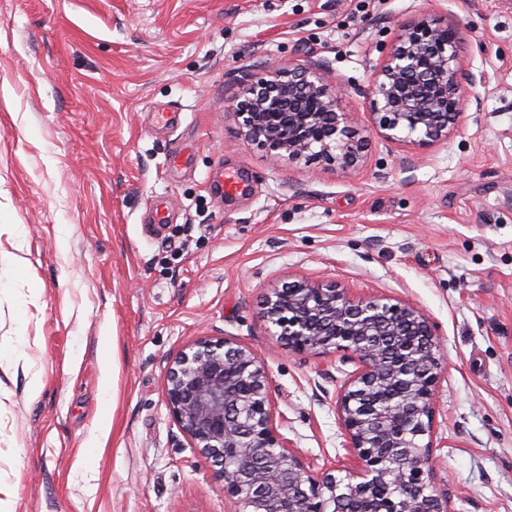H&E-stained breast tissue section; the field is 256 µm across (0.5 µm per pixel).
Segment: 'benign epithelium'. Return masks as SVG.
<instances>
[{"instance_id": "1", "label": "benign epithelium", "mask_w": 512, "mask_h": 512, "mask_svg": "<svg viewBox=\"0 0 512 512\" xmlns=\"http://www.w3.org/2000/svg\"><path fill=\"white\" fill-rule=\"evenodd\" d=\"M459 43L442 19L399 23L366 91L367 129L321 63L260 64L235 98L244 139L276 166L305 159L356 168L373 134L424 153L448 141L471 101ZM264 314L294 353L342 350L359 359L337 400L357 464L343 477L307 468L278 431L262 358L245 344L203 337L173 362L165 397L190 447L218 466L231 512H337L344 500L368 504L357 512H445L430 480L432 445L422 443L444 369L426 315L315 281L274 289Z\"/></svg>"}]
</instances>
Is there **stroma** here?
Listing matches in <instances>:
<instances>
[{
  "label": "stroma",
  "instance_id": "1",
  "mask_svg": "<svg viewBox=\"0 0 512 512\" xmlns=\"http://www.w3.org/2000/svg\"><path fill=\"white\" fill-rule=\"evenodd\" d=\"M419 14L458 25L474 79L448 143L420 159L375 136L342 170L274 167L243 140L231 101L265 61L324 63L369 126L373 68ZM157 109L175 123L155 127ZM224 171L245 190L223 193ZM158 204L166 223L149 221ZM300 280L427 316L447 356L431 481L445 512H512V0H0V491L15 512H227L165 397L204 336L264 359L311 471L351 465L336 401L359 361L289 352L263 316L267 291Z\"/></svg>",
  "mask_w": 512,
  "mask_h": 512
}]
</instances>
